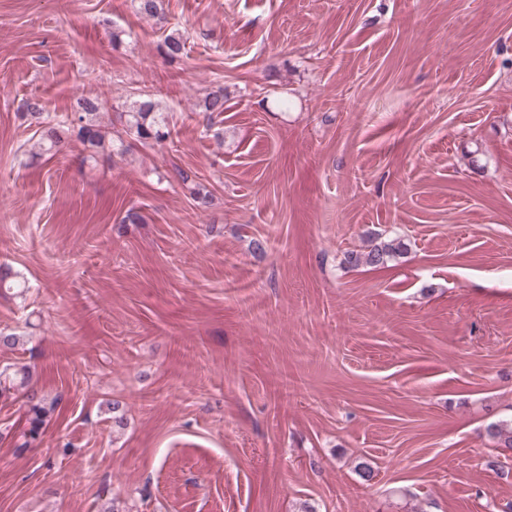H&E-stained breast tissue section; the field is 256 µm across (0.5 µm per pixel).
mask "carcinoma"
<instances>
[{
	"instance_id": "carcinoma-1",
	"label": "carcinoma",
	"mask_w": 512,
	"mask_h": 512,
	"mask_svg": "<svg viewBox=\"0 0 512 512\" xmlns=\"http://www.w3.org/2000/svg\"><path fill=\"white\" fill-rule=\"evenodd\" d=\"M134 2L139 16L154 20L158 24L164 22L163 0ZM186 44L185 32L174 28L163 30L160 48L167 60L174 62L182 59L186 52ZM106 105L107 102L98 96L83 98L79 101L78 111L54 122L43 117L44 108L40 99H24L22 108L38 125L39 139L34 143L32 153H51L72 137L80 144L83 159L88 162H95L99 156L110 155L119 150V146L112 139V128L102 122L101 115L107 112ZM199 107L205 112V131L208 132L212 128L213 120L224 113V88L219 86L207 92ZM117 118L123 126V132L135 141L163 145L172 139L173 127L168 117L159 108V104L149 97L141 96L124 103L123 110L117 113ZM403 251L405 246L401 239H387L371 245L365 252L350 253L348 262L355 266L379 267ZM30 382L31 370L26 364H17L10 371L5 369L0 372V397L21 393L28 403L22 442L15 445L19 452L41 442L55 410V403H49L45 398L37 396ZM487 433L496 441L497 447L504 451L512 450V422L492 424L488 427Z\"/></svg>"
}]
</instances>
